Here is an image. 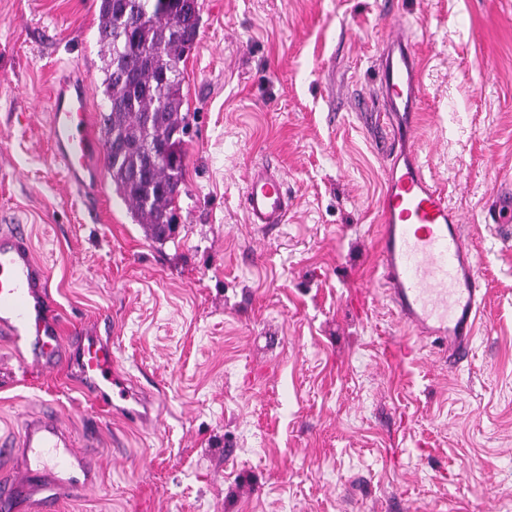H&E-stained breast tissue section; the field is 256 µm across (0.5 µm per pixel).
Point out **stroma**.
I'll list each match as a JSON object with an SVG mask.
<instances>
[{
    "label": "stroma",
    "mask_w": 512,
    "mask_h": 512,
    "mask_svg": "<svg viewBox=\"0 0 512 512\" xmlns=\"http://www.w3.org/2000/svg\"><path fill=\"white\" fill-rule=\"evenodd\" d=\"M183 73L184 177L159 245L105 187L52 160L48 104L80 69L107 110L98 0H0V227L26 225L64 332L110 337L143 419L98 408L69 364L15 368L0 440L54 412L94 489L55 512H512V238L485 223L512 180V0H199ZM421 63L423 161L486 287L460 366L379 281L387 125L380 52ZM284 177L286 223H247L245 179Z\"/></svg>",
    "instance_id": "obj_1"
}]
</instances>
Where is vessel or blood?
Here are the masks:
<instances>
[{
	"label": "vessel or blood",
	"mask_w": 512,
	"mask_h": 512,
	"mask_svg": "<svg viewBox=\"0 0 512 512\" xmlns=\"http://www.w3.org/2000/svg\"><path fill=\"white\" fill-rule=\"evenodd\" d=\"M379 104L383 111L405 116L395 130L416 131L413 116L422 86L418 64L405 37L387 42L380 56ZM85 79L59 82L50 101L48 136L66 176L85 197L100 196L104 146L88 107ZM249 223L270 227L284 223L288 190L281 174L259 166L249 175L241 199ZM383 232L379 260L386 291L399 319L419 339L439 341L453 364L464 362L476 334L485 297L463 226L446 195L431 185L413 159L393 158L380 203ZM53 297L48 276L33 254L24 226L0 230V335L12 343L19 365L53 367L64 354L61 329L50 311ZM85 380V393L105 398L106 388L120 398L129 393L116 375L112 344L99 336L80 335L72 359ZM24 455L20 481H0V512H19L27 493L43 492L45 512L55 502L51 485L72 497L93 488L87 458L75 448L54 413L26 421L18 434Z\"/></svg>",
	"instance_id": "obj_1"
}]
</instances>
